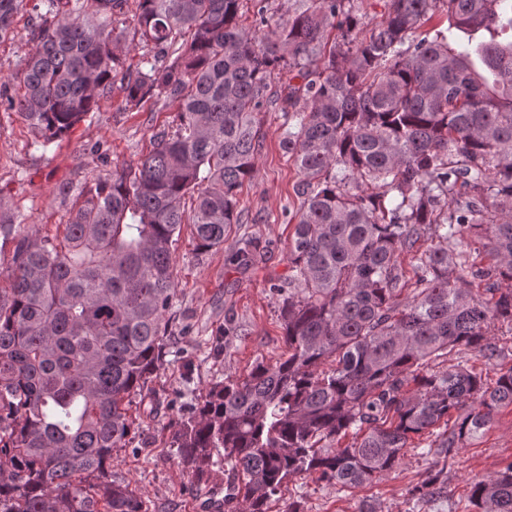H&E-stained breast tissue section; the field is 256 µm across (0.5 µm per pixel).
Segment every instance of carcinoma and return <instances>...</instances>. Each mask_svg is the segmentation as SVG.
<instances>
[{
  "instance_id": "1",
  "label": "carcinoma",
  "mask_w": 512,
  "mask_h": 512,
  "mask_svg": "<svg viewBox=\"0 0 512 512\" xmlns=\"http://www.w3.org/2000/svg\"><path fill=\"white\" fill-rule=\"evenodd\" d=\"M43 2L8 103L46 146L112 99L128 0ZM135 2L153 55L122 74L125 107L172 104L175 131L72 200L60 238L0 203L13 244L0 273V512H148L112 456L138 429L131 397L143 416L157 410L175 246L185 224L197 252L224 246L270 108L294 121L282 146L301 199L287 285L271 283L288 351L211 384L180 417L170 447L185 491L222 472L231 512H269L301 475L373 483L416 436L435 434L440 455L465 447L512 406V366L488 387L461 361H429L464 348L490 364L491 324L512 323V41L499 40L512 0H384L367 36L344 0H301L275 24L254 0V32L239 24L243 0ZM26 5L0 0V40ZM440 8L448 26L421 31ZM481 235L485 267L467 250ZM404 255L417 288L402 302ZM263 260L250 240L235 255ZM443 493L440 471L411 490ZM468 499L512 512V463Z\"/></svg>"
}]
</instances>
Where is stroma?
<instances>
[{"label": "stroma", "instance_id": "1", "mask_svg": "<svg viewBox=\"0 0 512 512\" xmlns=\"http://www.w3.org/2000/svg\"><path fill=\"white\" fill-rule=\"evenodd\" d=\"M36 22L33 8L17 14L13 34L0 42V76L20 70L34 47L31 29ZM175 121V107L161 101L151 99L140 109H125L116 80L111 100L101 102L98 111L43 148L18 112L0 104V199L25 224L41 234L56 235L69 218L57 194L59 187L74 197L97 178L136 163L149 153L155 135L173 131ZM287 130L284 113L264 114L263 149L239 193L240 222L223 247L197 252L186 228L174 252L175 329L151 384L163 410L144 421L129 447L112 458L113 473L136 486L149 512H209L202 497L183 493L189 476L168 444L180 413L211 383L245 377L256 362L275 363L287 350L278 300L270 291L271 278L288 271V238L300 207L294 192L296 167L281 146ZM245 238L264 247L262 270L230 265L231 253ZM229 319L239 335L228 345L224 323ZM431 441L426 434L414 438L401 464L367 486L339 490L314 475L293 478L279 500L271 503L270 512H286L295 500L301 501L304 512H359L366 504L376 512H473L467 504L471 483L512 461V407L500 409L485 433L449 461L426 455ZM439 468L448 477L447 497L428 504L410 500L409 488L428 470Z\"/></svg>", "mask_w": 512, "mask_h": 512}]
</instances>
